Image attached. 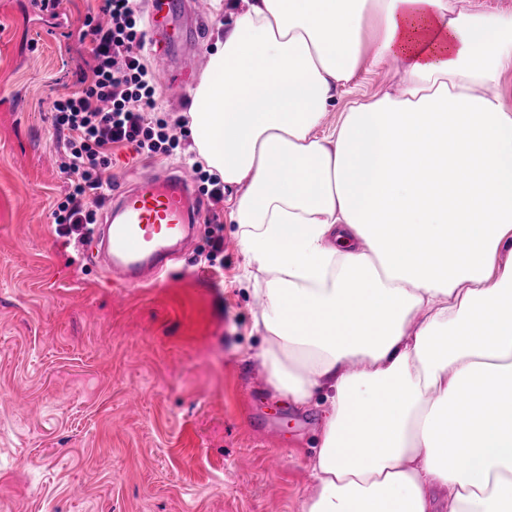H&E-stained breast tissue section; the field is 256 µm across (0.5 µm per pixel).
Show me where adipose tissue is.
Returning a JSON list of instances; mask_svg holds the SVG:
<instances>
[{
	"label": "adipose tissue",
	"mask_w": 512,
	"mask_h": 512,
	"mask_svg": "<svg viewBox=\"0 0 512 512\" xmlns=\"http://www.w3.org/2000/svg\"><path fill=\"white\" fill-rule=\"evenodd\" d=\"M510 69L473 0H244L209 53L190 128L243 188L268 384L326 396L301 512H512ZM362 70L399 91L320 134Z\"/></svg>",
	"instance_id": "adipose-tissue-1"
}]
</instances>
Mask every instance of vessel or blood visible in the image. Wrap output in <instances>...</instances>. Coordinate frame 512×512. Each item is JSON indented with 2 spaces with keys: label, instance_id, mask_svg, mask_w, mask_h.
<instances>
[{
  "label": "vessel or blood",
  "instance_id": "1",
  "mask_svg": "<svg viewBox=\"0 0 512 512\" xmlns=\"http://www.w3.org/2000/svg\"><path fill=\"white\" fill-rule=\"evenodd\" d=\"M186 10L185 0H154L149 14L153 44L162 57L179 44L192 46L194 64L202 67L207 63L203 20L197 15L189 25H178ZM193 190L191 173L171 168L109 195L101 222L90 233V247L118 287H138L165 272L188 230L201 219L202 206L193 200Z\"/></svg>",
  "mask_w": 512,
  "mask_h": 512
}]
</instances>
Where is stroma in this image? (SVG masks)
Wrapping results in <instances>:
<instances>
[{
    "mask_svg": "<svg viewBox=\"0 0 512 512\" xmlns=\"http://www.w3.org/2000/svg\"><path fill=\"white\" fill-rule=\"evenodd\" d=\"M99 0H0V512H300L322 405L274 393L254 325L263 293L226 201L224 270L207 225L160 281L111 287L85 242L57 233L63 138L54 101L88 57ZM114 152L113 182L191 161Z\"/></svg>",
    "mask_w": 512,
    "mask_h": 512,
    "instance_id": "obj_1",
    "label": "stroma"
}]
</instances>
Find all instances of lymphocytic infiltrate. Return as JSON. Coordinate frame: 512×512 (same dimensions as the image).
Here are the masks:
<instances>
[{
    "mask_svg": "<svg viewBox=\"0 0 512 512\" xmlns=\"http://www.w3.org/2000/svg\"><path fill=\"white\" fill-rule=\"evenodd\" d=\"M100 16H86L91 64L78 91L54 101L52 123L66 132L61 171L67 189L52 212L65 233L88 236L96 221L90 199H103L113 149L172 155L187 135V119L158 117L154 77L144 62L148 34L137 0H102Z\"/></svg>",
    "mask_w": 512,
    "mask_h": 512,
    "instance_id": "obj_1",
    "label": "lymphocytic infiltrate"
}]
</instances>
